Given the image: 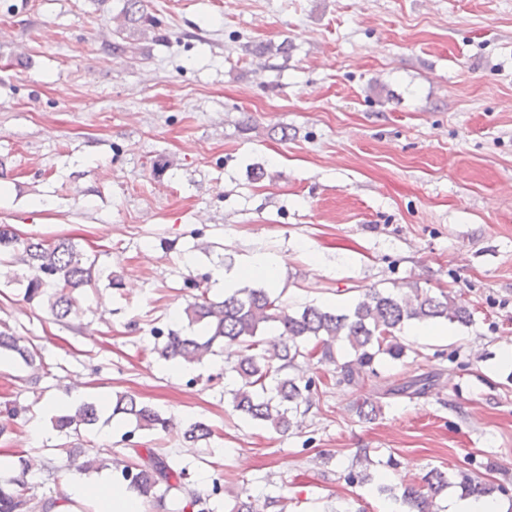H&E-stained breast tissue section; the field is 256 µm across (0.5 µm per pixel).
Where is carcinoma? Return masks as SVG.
Here are the masks:
<instances>
[{
  "mask_svg": "<svg viewBox=\"0 0 512 512\" xmlns=\"http://www.w3.org/2000/svg\"><path fill=\"white\" fill-rule=\"evenodd\" d=\"M136 20L148 29L157 25L147 12L144 0H126L124 20ZM98 258L77 247L68 238L48 242L38 237H20L8 224L0 225V268L25 267L26 273L6 272L7 283L24 288L23 298L45 304L59 321L77 312L78 296L102 276L97 268ZM188 325L194 332L183 334L170 330L155 337L154 352L166 361L183 364L199 362L213 353L216 344L224 345L237 355L232 371L237 386L229 391L233 411L243 417L264 423L277 433L298 426L301 408L310 407L319 383L312 377L293 373L300 361L313 359L320 363L335 362L334 348L345 342L354 352V359L338 366V382L358 383L365 368L383 358L399 361L406 347L395 331L410 321L444 320L468 326L472 314L448 293L437 295L416 285L409 292L395 295L375 288L345 309H326L308 305L292 310L284 305L269 288H240L220 300L209 298L207 292L194 298L184 309ZM275 324L276 335L260 339L258 334L267 325ZM11 352L31 369L28 381L38 379L43 367L42 356L33 348L21 344V337L0 331V353ZM433 382L429 374L419 375L394 388L389 393L412 397L425 393ZM112 416H120L134 425L124 434L131 439L137 431L166 430L171 419L133 394H119L112 401ZM99 409L93 402L83 401L73 411L52 418V427L68 436L97 424ZM213 430L196 421L184 430V438L197 444L211 439ZM135 459L113 458L122 479L142 501H162L172 490H180L188 498V506L197 512H210L212 496L220 493L218 485L212 490L186 487V469L178 467L167 456L151 448L134 449ZM100 452L92 448H72L70 458L80 460L81 472L98 468ZM12 467L18 474L0 482V512H52L53 498H39L31 491L25 475L29 473L28 459L17 453ZM448 475L438 469L428 471L421 483H407L396 490L381 487L379 491L401 501L409 512H436V498L448 489ZM457 487L461 496H489L504 492L500 486L482 483L471 473L460 472ZM280 499L251 495L234 497L227 505L228 512H267L279 506Z\"/></svg>",
  "mask_w": 512,
  "mask_h": 512,
  "instance_id": "cac0c4a2",
  "label": "carcinoma"
}]
</instances>
